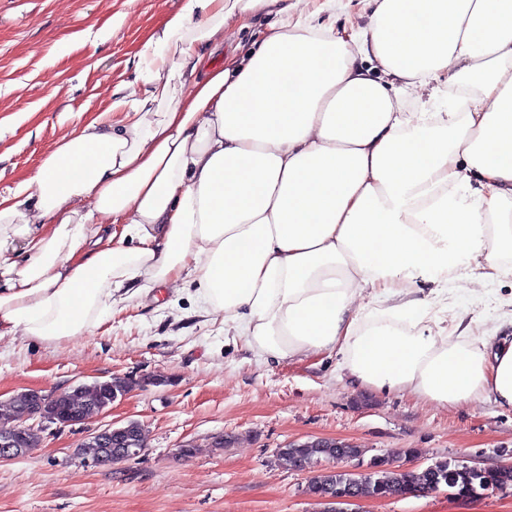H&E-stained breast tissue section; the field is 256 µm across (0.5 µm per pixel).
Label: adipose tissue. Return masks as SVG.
<instances>
[{
	"label": "adipose tissue",
	"mask_w": 512,
	"mask_h": 512,
	"mask_svg": "<svg viewBox=\"0 0 512 512\" xmlns=\"http://www.w3.org/2000/svg\"><path fill=\"white\" fill-rule=\"evenodd\" d=\"M288 9L186 0L109 108L0 190V338L58 342L128 284L189 278L251 349L335 347L354 385L512 409V334L426 323L436 282L506 273L489 256L512 250V0H370L349 35L309 14L208 61L228 29ZM445 77L444 111H405Z\"/></svg>",
	"instance_id": "adipose-tissue-1"
}]
</instances>
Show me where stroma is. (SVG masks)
I'll use <instances>...</instances> for the list:
<instances>
[{"mask_svg":"<svg viewBox=\"0 0 512 512\" xmlns=\"http://www.w3.org/2000/svg\"><path fill=\"white\" fill-rule=\"evenodd\" d=\"M185 0H0V188L15 185L82 118L132 81L130 60ZM431 311L480 336L512 320V276L448 280ZM336 353L274 360L225 335L182 285L112 308L96 327L56 344L0 339V403L115 376L138 383L111 410L44 434L28 456L0 461V512H321L310 471L279 448L326 438L418 469L440 460L488 467L512 460V411L492 395L457 405L348 383ZM139 421L147 450L99 466L76 453L88 431ZM228 437L213 450L215 436ZM196 445L189 459L180 444ZM362 512H512V487L479 501L447 491L361 503Z\"/></svg>","mask_w":512,"mask_h":512,"instance_id":"1","label":"stroma"}]
</instances>
